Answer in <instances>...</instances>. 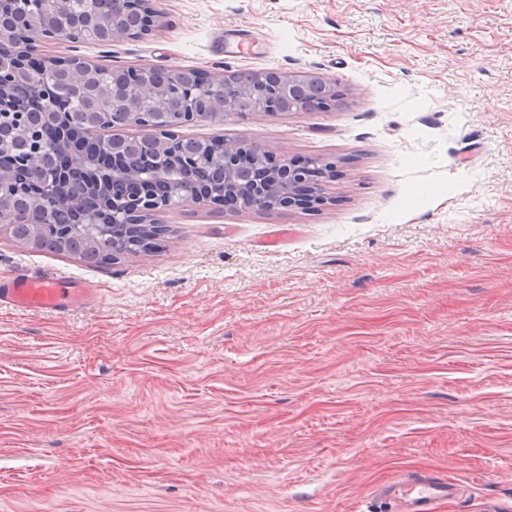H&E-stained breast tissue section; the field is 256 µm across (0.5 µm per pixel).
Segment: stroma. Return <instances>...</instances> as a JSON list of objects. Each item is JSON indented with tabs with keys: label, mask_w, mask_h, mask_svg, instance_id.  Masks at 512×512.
Wrapping results in <instances>:
<instances>
[{
	"label": "stroma",
	"mask_w": 512,
	"mask_h": 512,
	"mask_svg": "<svg viewBox=\"0 0 512 512\" xmlns=\"http://www.w3.org/2000/svg\"><path fill=\"white\" fill-rule=\"evenodd\" d=\"M95 64L315 72L325 112L180 128L337 166L315 209L159 213L89 267L0 226V512H365L409 472L436 512L512 503V0H157ZM64 285L59 280L34 281L14 277L0 284V304H10L22 310L60 313L85 301L82 288H63Z\"/></svg>",
	"instance_id": "obj_1"
}]
</instances>
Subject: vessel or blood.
Listing matches in <instances>:
<instances>
[{
	"label": "vessel or blood",
	"instance_id": "1",
	"mask_svg": "<svg viewBox=\"0 0 512 512\" xmlns=\"http://www.w3.org/2000/svg\"><path fill=\"white\" fill-rule=\"evenodd\" d=\"M80 288H64L62 282L15 277L0 284V304L22 310L63 312L84 302ZM459 488L448 480L416 475L380 485L373 492V512H434L437 503L457 497Z\"/></svg>",
	"mask_w": 512,
	"mask_h": 512
}]
</instances>
